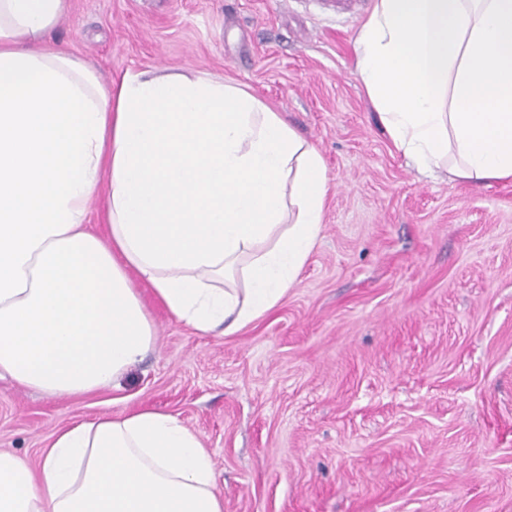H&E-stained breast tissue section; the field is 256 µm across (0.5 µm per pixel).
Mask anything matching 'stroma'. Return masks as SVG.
Returning a JSON list of instances; mask_svg holds the SVG:
<instances>
[{
    "label": "stroma",
    "mask_w": 512,
    "mask_h": 512,
    "mask_svg": "<svg viewBox=\"0 0 512 512\" xmlns=\"http://www.w3.org/2000/svg\"><path fill=\"white\" fill-rule=\"evenodd\" d=\"M374 0H70L49 38L102 80L188 69L248 86L321 153L328 198L299 282L203 334L150 287L156 344L115 386L51 398L0 378V451L155 409L201 435L224 512H512V182L428 178L355 71Z\"/></svg>",
    "instance_id": "obj_1"
}]
</instances>
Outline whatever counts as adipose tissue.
Masks as SVG:
<instances>
[{
    "label": "adipose tissue",
    "instance_id": "obj_1",
    "mask_svg": "<svg viewBox=\"0 0 512 512\" xmlns=\"http://www.w3.org/2000/svg\"><path fill=\"white\" fill-rule=\"evenodd\" d=\"M69 8L0 0V376L50 397L109 387L152 350L133 278L205 334L275 308L327 196L320 152L244 85L158 69L103 83L48 38ZM355 50L418 173L512 182V0H375ZM0 512H224V498L200 436L142 409L56 431L36 470L0 451Z\"/></svg>",
    "mask_w": 512,
    "mask_h": 512
}]
</instances>
